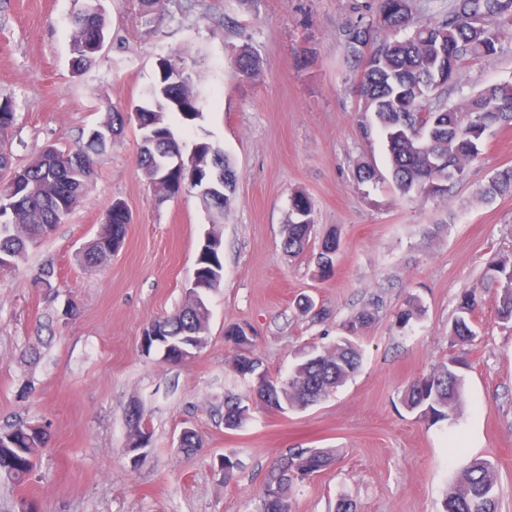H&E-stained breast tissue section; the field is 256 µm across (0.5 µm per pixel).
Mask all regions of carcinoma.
Listing matches in <instances>:
<instances>
[{"label":"carcinoma","mask_w":512,"mask_h":512,"mask_svg":"<svg viewBox=\"0 0 512 512\" xmlns=\"http://www.w3.org/2000/svg\"><path fill=\"white\" fill-rule=\"evenodd\" d=\"M79 8L71 18L70 52L75 71L82 72L96 60L85 51L92 31L106 32L108 19L97 11V0H76ZM412 0H381L379 14L368 19L358 16L343 28L347 55L361 67L357 92L362 103L360 131L364 137L378 133L384 140L395 190L403 197L412 195L446 196L451 184L464 175L466 166L480 155L485 133L494 126H512V83L486 86L460 104L448 103V86L458 83L470 62L491 56L504 32H512V0H451L448 12L439 21L415 22ZM141 24L153 32L159 19L161 0H139ZM235 66L242 76L260 75V61L248 47L236 50ZM158 76L146 89L151 103L141 108L142 120L153 130V139L141 141L138 165L153 195L165 201L181 187L179 175H164L159 161L171 147L180 149L185 165L198 172L209 171L224 180V194L204 193L199 198L211 223L220 224L231 204L236 173L229 158L207 141L185 148L174 134L167 116L177 115L184 122L201 116L194 91V66L179 54L162 57ZM185 77V104L178 108L163 96L164 85L173 77ZM14 124V105L8 96H0V162L12 161L9 137ZM125 113L114 110L100 126L112 138L123 132ZM108 145L105 139H85L62 151L48 146L39 152L24 170V183L7 203L0 205V257L4 266L13 267L44 239L45 227L62 223L72 209L62 210L58 196L68 192L69 204L81 202L86 194L69 191L72 186L89 189L94 178V158ZM512 193V167L491 179L485 195ZM118 200L107 207L106 233L96 237L80 255L92 267L112 256L123 243L126 222L115 214ZM314 229L308 198L292 197L291 213L285 229L284 250L298 254L309 243ZM339 239L332 233L322 239L317 256L318 273H333ZM201 274L224 277L221 253L209 250L197 262ZM481 288L496 292L499 319L512 322V260L495 259L488 263ZM481 301L478 289L462 294L458 314L449 329L454 344L470 342L476 336L474 314ZM210 310L207 300L185 299L174 314L158 320L169 336H195L207 342ZM373 319L368 309L358 311L345 325L348 335L341 336L328 349L313 347L300 354L285 378H278L272 392L257 387L258 406L265 410L305 409L314 405L357 372L361 352L355 335ZM263 366L252 353L237 351L232 368L251 384ZM465 361L451 357L433 372L410 382L404 391L403 406L418 418L433 424L457 420L462 412L465 385L462 367ZM252 417V409L234 395L224 396V422L242 427ZM48 432L34 423L18 421L0 427V477L17 484L28 480L35 460L46 447ZM333 460L328 448H297L287 453L268 477L288 464H306L320 470ZM293 485H279L277 500L262 503L261 512H290ZM494 466L485 459H472L456 473L444 503V512H496Z\"/></svg>","instance_id":"carcinoma-1"}]
</instances>
